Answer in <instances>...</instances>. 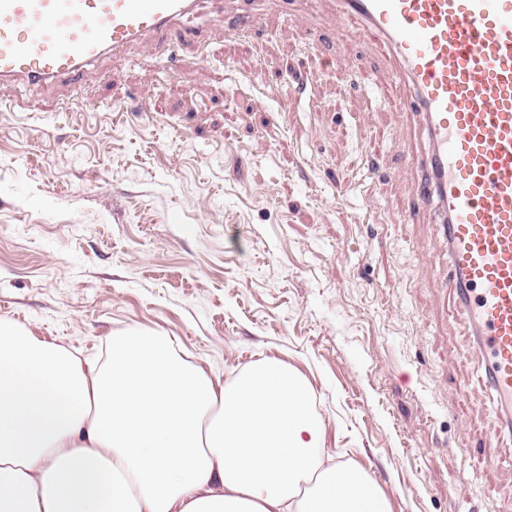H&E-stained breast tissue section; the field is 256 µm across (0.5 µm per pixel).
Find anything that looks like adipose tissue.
<instances>
[{
    "label": "adipose tissue",
    "instance_id": "obj_1",
    "mask_svg": "<svg viewBox=\"0 0 512 512\" xmlns=\"http://www.w3.org/2000/svg\"><path fill=\"white\" fill-rule=\"evenodd\" d=\"M324 431L281 360L225 383L167 336L85 363L0 321V512H391Z\"/></svg>",
    "mask_w": 512,
    "mask_h": 512
}]
</instances>
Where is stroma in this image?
<instances>
[{
    "instance_id": "stroma-1",
    "label": "stroma",
    "mask_w": 512,
    "mask_h": 512,
    "mask_svg": "<svg viewBox=\"0 0 512 512\" xmlns=\"http://www.w3.org/2000/svg\"><path fill=\"white\" fill-rule=\"evenodd\" d=\"M265 10L245 37L193 19L210 39L175 65L137 48L80 84L0 89V320L84 361L171 336L225 381L278 358L314 390L325 453L391 512H507L512 450L436 281L447 250L431 215L402 221L414 131L391 66L335 36L326 0Z\"/></svg>"
}]
</instances>
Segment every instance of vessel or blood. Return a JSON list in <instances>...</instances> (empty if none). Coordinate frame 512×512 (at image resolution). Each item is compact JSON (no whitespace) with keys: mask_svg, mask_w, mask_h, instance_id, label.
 <instances>
[{"mask_svg":"<svg viewBox=\"0 0 512 512\" xmlns=\"http://www.w3.org/2000/svg\"><path fill=\"white\" fill-rule=\"evenodd\" d=\"M231 33L262 26L260 0H234ZM399 75L396 108L426 139L405 213L432 210L448 246L441 274L484 359L497 441L512 442V0H331ZM202 0H0V86L88 80L135 45L155 59L207 41L182 26Z\"/></svg>","mask_w":512,"mask_h":512,"instance_id":"obj_1","label":"vessel or blood"}]
</instances>
